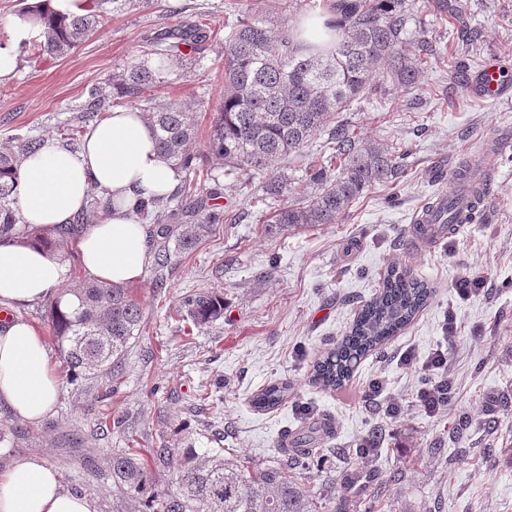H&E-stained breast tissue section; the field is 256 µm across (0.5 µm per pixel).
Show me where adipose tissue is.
<instances>
[{"label":"adipose tissue","instance_id":"adipose-tissue-1","mask_svg":"<svg viewBox=\"0 0 512 512\" xmlns=\"http://www.w3.org/2000/svg\"><path fill=\"white\" fill-rule=\"evenodd\" d=\"M178 175L158 150L141 112L118 109L94 125L79 151L46 142L20 163L18 200L23 223L51 230L69 225L91 188L111 194L117 207L87 226L75 242L88 278L117 285L138 282L150 241L135 216L139 201L174 191ZM66 262L36 243L0 244V305L54 296L67 282ZM60 379L40 333L10 313L0 314V405L37 423L49 416ZM0 512H96L87 497L62 487L37 458L0 472Z\"/></svg>","mask_w":512,"mask_h":512}]
</instances>
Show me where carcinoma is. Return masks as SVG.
I'll return each instance as SVG.
<instances>
[{"mask_svg": "<svg viewBox=\"0 0 512 512\" xmlns=\"http://www.w3.org/2000/svg\"><path fill=\"white\" fill-rule=\"evenodd\" d=\"M112 0H90L84 15L51 17L36 5L24 3L17 16L36 18L43 24V38L28 43L32 55L64 57L74 52L97 30L106 5ZM322 7L340 15L328 24L332 41L326 48L306 46L298 31L279 30L262 18H242L224 24V101L213 120L205 157L214 162L210 180L198 182L200 165L188 145L195 136V116L189 103L151 109V92L159 83L166 62L195 50L186 31H164L149 40L147 59L121 75L107 79L90 92L88 115L105 111L108 104L143 113L154 128L160 151L171 161L181 182L172 197L156 198L136 208L140 221H153L149 234L157 243L154 266L164 268L176 254L193 252L201 241L228 221L215 203L222 194L215 170L264 174L266 196L292 197L264 221L271 233L334 224L363 192L388 183L403 172V154L394 145L354 135L341 119L353 103L375 91L374 77L381 72L393 87L411 92L422 61L430 48L425 37L405 39L406 0H323ZM330 129L326 143L337 174L317 162L308 168L315 186L308 195L288 185L270 170L282 156H300L313 136ZM39 140L28 137L15 151H0V241L18 236L57 252L64 239L84 224H95L110 214L115 201L95 199L81 222L51 237L39 227L20 228L15 217L18 203L19 165L23 156L39 150ZM74 297L67 308L62 298ZM433 296V288L393 267L382 290L366 303L345 336L318 358L312 380L324 389H336L350 379L361 360L380 350L405 329ZM186 321L201 328L224 316V296L201 290L183 297ZM51 333L67 367V381L79 384L92 371L110 375L107 394L117 390L119 362L129 341L140 330L142 310L122 285L86 281L61 292L49 305ZM290 385L274 382L257 393L252 405L260 411L288 399ZM321 426L311 423L298 434L292 460L267 467L252 466L240 455H226L222 448H197L188 428L177 430L182 447L167 442L152 449L153 465L134 446L112 450V482L142 505L137 512H357V501L372 482V475L350 467L341 477L353 490V499L336 500V481L329 479L312 490L302 482L301 471L316 461L309 448ZM168 468L176 490H160L153 468Z\"/></svg>", "mask_w": 512, "mask_h": 512, "instance_id": "obj_1", "label": "carcinoma"}]
</instances>
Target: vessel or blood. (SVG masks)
Segmentation results:
<instances>
[{"label": "vessel or blood", "mask_w": 512, "mask_h": 512, "mask_svg": "<svg viewBox=\"0 0 512 512\" xmlns=\"http://www.w3.org/2000/svg\"><path fill=\"white\" fill-rule=\"evenodd\" d=\"M507 82L502 68L494 62L486 63L475 76V88L482 97L500 102L506 100ZM457 189L453 197H438L416 213L415 224L423 225L424 233L418 234L420 242L428 243L434 237L443 235L447 219L446 206H454L456 211L469 215L478 212L485 202L488 183L487 170L480 158H472L466 170L456 179Z\"/></svg>", "instance_id": "b4317fda"}]
</instances>
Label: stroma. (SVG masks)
<instances>
[{
	"label": "stroma",
	"mask_w": 512,
	"mask_h": 512,
	"mask_svg": "<svg viewBox=\"0 0 512 512\" xmlns=\"http://www.w3.org/2000/svg\"><path fill=\"white\" fill-rule=\"evenodd\" d=\"M466 3L464 22L477 35L469 76L491 58L511 70L512 0ZM321 9L322 0H297L287 12L271 10L269 0H113L97 32L70 55L19 53L15 73L0 80V149L29 136L79 149L90 128L83 112L89 90L139 62L158 29L182 30L200 20L220 28L232 13L287 29ZM223 99L224 41L217 38L203 54L167 65L150 105L193 103L198 133L191 150L201 155ZM344 118L360 137L407 149L403 177L369 188L336 223L269 235L262 222L281 203L266 198L263 176H221L220 204L240 221L221 226L189 256L173 258L163 287H154L148 270L133 285L143 329L122 359L117 394L101 400L106 380L92 373L82 385L62 384L53 413L41 422H24L1 406L0 423L21 437L16 445L0 444V471L39 458L65 489L95 501L97 512H132L108 463L111 450L128 439L145 455L161 441L176 444L174 431L185 425L195 447L219 446L264 467L280 459L282 432L318 419L332 428L311 442L323 458L305 474L312 487L355 462L370 429L380 434L363 512H512V464L501 459L502 449L512 448V151L482 155L492 181L480 218L428 247L407 243L414 215L453 192L455 168L490 135L512 132V100L483 99L469 91L467 79L450 80L447 67L431 60L412 93L384 84ZM66 126L77 136L62 139ZM394 265L430 284L434 295L401 334L361 362L347 387L384 376L402 402L399 423L377 406L341 401L339 391L311 382L314 361L334 347ZM465 265L486 278L483 292L469 301L452 290ZM207 289L223 293L224 315L186 339L175 310L183 295ZM448 319L458 334L448 353L457 404L431 418L415 403L418 379L399 369L396 356L410 349L426 359L441 345ZM282 380L292 386L288 400L254 409V395ZM104 408L124 419V434L99 429ZM462 413L494 425L457 435Z\"/></svg>",
	"instance_id": "stroma-1"
}]
</instances>
